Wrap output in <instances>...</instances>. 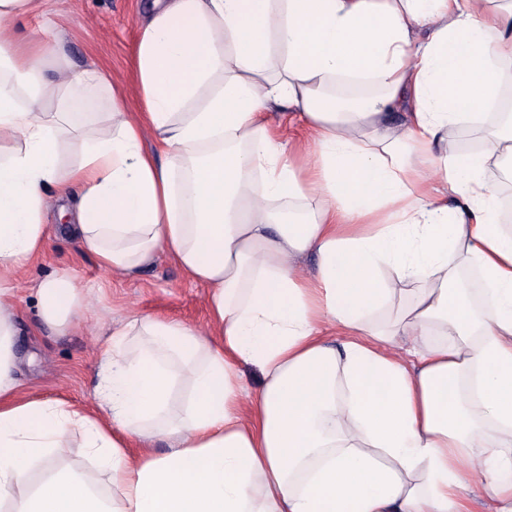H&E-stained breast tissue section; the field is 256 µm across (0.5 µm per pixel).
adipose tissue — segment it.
Instances as JSON below:
<instances>
[{"label":"adipose tissue","mask_w":512,"mask_h":512,"mask_svg":"<svg viewBox=\"0 0 512 512\" xmlns=\"http://www.w3.org/2000/svg\"><path fill=\"white\" fill-rule=\"evenodd\" d=\"M59 55L0 30V512H471V487L512 512V232L489 177L512 125L433 153L512 80V0H148L135 118L99 69L49 78ZM352 84L374 91L335 96ZM284 106L305 159L268 119ZM74 186L67 231L99 267L166 255L213 327L121 320L90 407L16 376V284ZM36 297L58 333L90 307L65 271ZM75 434L97 478L57 463Z\"/></svg>","instance_id":"ef3b65f1"}]
</instances>
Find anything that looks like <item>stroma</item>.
I'll list each match as a JSON object with an SVG mask.
<instances>
[{
	"label": "stroma",
	"mask_w": 512,
	"mask_h": 512,
	"mask_svg": "<svg viewBox=\"0 0 512 512\" xmlns=\"http://www.w3.org/2000/svg\"><path fill=\"white\" fill-rule=\"evenodd\" d=\"M142 0H49L57 30L65 41L64 65L90 64L125 89L127 111L138 109L133 50L142 18ZM60 269L70 270L82 288L93 291L84 320L55 335L36 327L33 285ZM23 299L18 322L17 375L26 391L42 399L92 404L95 354L107 339L112 319L137 313L181 321L200 332L211 330L205 288L191 284L166 256L131 277L101 270L93 255L57 233L46 258L27 268L19 284Z\"/></svg>",
	"instance_id": "35a3bbf8"
}]
</instances>
